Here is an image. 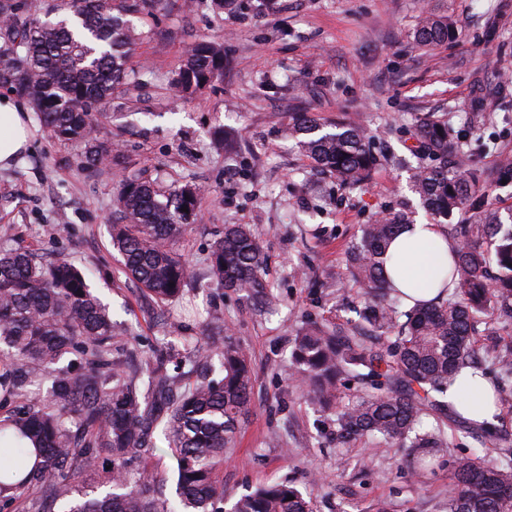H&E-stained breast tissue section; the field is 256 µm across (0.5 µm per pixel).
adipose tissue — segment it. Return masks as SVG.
<instances>
[{
	"mask_svg": "<svg viewBox=\"0 0 512 512\" xmlns=\"http://www.w3.org/2000/svg\"><path fill=\"white\" fill-rule=\"evenodd\" d=\"M28 107L23 98L0 94V169L29 144ZM457 245L436 224H415L391 244L387 271L406 295L429 300L437 294L443 269Z\"/></svg>",
	"mask_w": 512,
	"mask_h": 512,
	"instance_id": "obj_1",
	"label": "adipose tissue"
}]
</instances>
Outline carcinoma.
<instances>
[{
  "mask_svg": "<svg viewBox=\"0 0 512 512\" xmlns=\"http://www.w3.org/2000/svg\"><path fill=\"white\" fill-rule=\"evenodd\" d=\"M145 0H0L5 29L0 88L25 97L40 126L62 143L84 145L81 170L90 178L112 167V143L100 126L112 121V95L138 87L131 47L142 32L133 17ZM453 34L448 20L427 16L413 38L433 47ZM224 77L218 39L187 48L172 83L185 97ZM288 135L345 190L359 188L378 165L360 125H324L295 112ZM421 161L411 181L424 207L450 225L458 251L443 282L446 295L401 309L385 299L386 252L411 223L406 212L360 228L348 255L351 287L362 299L360 332L308 323L294 336L292 365L314 398L336 416L344 440L448 452L438 421L448 416V387L465 369L484 371L477 325L512 320V207L484 205L493 179L482 170L448 165V124L431 116L415 129ZM200 189H163L130 176L117 194L123 223L112 246L123 272L158 304L176 299L192 278L177 242L194 215ZM188 211H182V208ZM207 265L215 285L262 288L264 258L248 224H226ZM120 325L94 294L86 272L57 257L38 260L23 247L0 248V512H224L219 472L251 410L253 372L235 342L203 336L182 356L154 352L130 370L112 349ZM219 358L220 367L213 365ZM176 362L178 374L169 373ZM501 379L512 378V347L494 352ZM50 383L48 395L29 396ZM437 425L422 431L424 420ZM164 433L176 474L178 502L146 454ZM491 458L450 462L447 512H512V446L487 422L462 421ZM101 469L109 491H81V475ZM231 512H312L296 487L268 484L239 496Z\"/></svg>",
  "mask_w": 512,
  "mask_h": 512,
  "instance_id": "cac0c4a2",
  "label": "carcinoma"
}]
</instances>
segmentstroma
Segmentation results:
<instances>
[{
  "label": "stroma",
  "mask_w": 512,
  "mask_h": 512,
  "mask_svg": "<svg viewBox=\"0 0 512 512\" xmlns=\"http://www.w3.org/2000/svg\"><path fill=\"white\" fill-rule=\"evenodd\" d=\"M426 14L451 21L447 43H414ZM135 22L146 83L114 97L120 117L103 128L118 164L87 178L80 145L33 129L23 159L0 170V247L45 260L62 254L88 272L125 327L112 341L120 353L149 355L163 337L217 330L243 347L252 409L224 462L227 495L293 483L310 491L313 512H373L380 500L390 512H446L448 459L479 453V443L449 422V456L429 469L403 466V449L367 439L339 447L333 415L288 379L292 338L307 321L356 320L354 293L321 281L346 276L360 225L405 210L429 221L409 184L423 118H447L466 166L493 172L512 158V0H237L221 16L210 0H144ZM210 37L224 43L223 81L180 96L173 71L189 45ZM293 112L371 129L380 163L358 190L318 173L295 146L286 132ZM217 129L222 150L213 146ZM131 174L201 190L178 244L195 278L162 307L120 272L111 244L109 227L122 221L115 199ZM228 224L255 226L275 305L212 284L204 260Z\"/></svg>",
  "instance_id": "stroma-1"
}]
</instances>
